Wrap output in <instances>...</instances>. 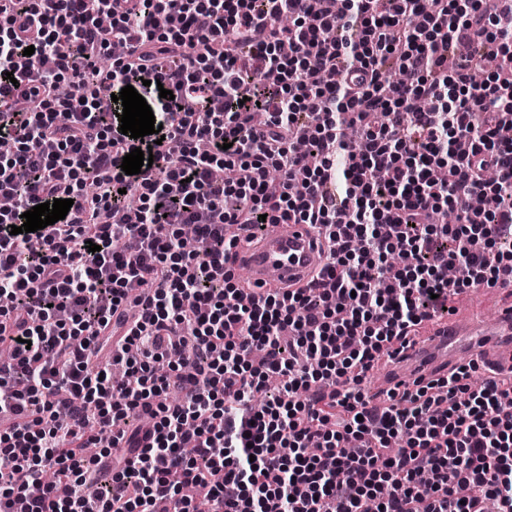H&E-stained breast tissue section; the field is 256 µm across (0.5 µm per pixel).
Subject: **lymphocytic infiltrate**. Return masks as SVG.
I'll return each mask as SVG.
<instances>
[{"instance_id":"lymphocytic-infiltrate-1","label":"lymphocytic infiltrate","mask_w":512,"mask_h":512,"mask_svg":"<svg viewBox=\"0 0 512 512\" xmlns=\"http://www.w3.org/2000/svg\"><path fill=\"white\" fill-rule=\"evenodd\" d=\"M342 2L0 0V512H197L201 492L209 512H512V374L476 386L472 361L381 405L360 388L452 296L512 283V74L451 57L491 41L512 62V0ZM128 85L178 154L121 134ZM143 143L152 166L125 174ZM53 199L74 200L65 219L12 234ZM108 208L127 222L100 223ZM268 223L319 225L331 262L249 300L225 264ZM143 409L149 446L127 429Z\"/></svg>"}]
</instances>
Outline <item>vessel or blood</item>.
<instances>
[{"instance_id":"vessel-or-blood-1","label":"vessel or blood","mask_w":512,"mask_h":512,"mask_svg":"<svg viewBox=\"0 0 512 512\" xmlns=\"http://www.w3.org/2000/svg\"><path fill=\"white\" fill-rule=\"evenodd\" d=\"M329 262L322 232L314 224H283L240 244L227 264L230 271L245 270L251 291L302 288ZM485 367L512 371V304H502L494 320L475 311L449 312L430 322L427 331L394 345L386 371L376 381L379 396L414 390L416 385L443 377L461 366L462 356Z\"/></svg>"}]
</instances>
